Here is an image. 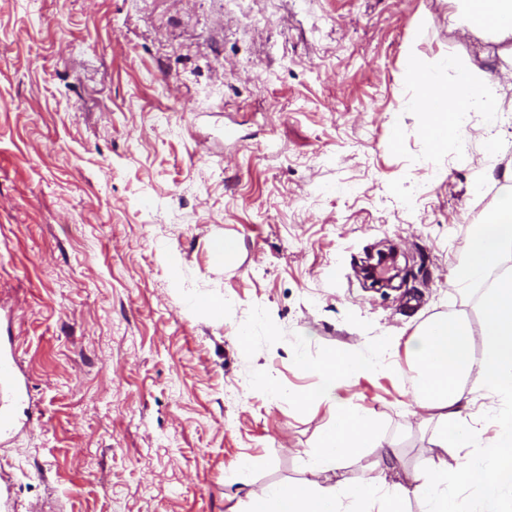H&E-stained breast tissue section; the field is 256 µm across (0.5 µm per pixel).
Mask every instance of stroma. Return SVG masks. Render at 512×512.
<instances>
[{
  "label": "stroma",
  "instance_id": "1",
  "mask_svg": "<svg viewBox=\"0 0 512 512\" xmlns=\"http://www.w3.org/2000/svg\"><path fill=\"white\" fill-rule=\"evenodd\" d=\"M446 55L507 105L496 145L426 138L406 62ZM511 176L512 47L446 0H0V339L35 404L0 512H229L305 481L332 410L303 362L382 343L393 370L336 389L382 445L318 482L456 465L405 343L479 322L452 279ZM383 241L408 274L376 289Z\"/></svg>",
  "mask_w": 512,
  "mask_h": 512
}]
</instances>
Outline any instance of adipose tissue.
<instances>
[{"label":"adipose tissue","instance_id":"1","mask_svg":"<svg viewBox=\"0 0 512 512\" xmlns=\"http://www.w3.org/2000/svg\"><path fill=\"white\" fill-rule=\"evenodd\" d=\"M448 26L464 33H482L497 39L512 38V0H448ZM440 69L453 71V83H442L437 76L409 66L417 82L418 111L426 115L427 134L436 149H443L449 137L460 136L470 112L486 117V134H493L501 106L480 66L444 57ZM512 255V186L503 187L486 213L478 233L464 247V261L454 285L483 289L482 317L471 326L459 316L441 317L429 322L410 343L408 350L413 371L412 387L416 403L431 415L456 417L460 403L476 396L512 400V272L500 266ZM384 356L368 358L350 353L314 364L322 385L317 399L332 404L334 421L325 432L317 452L309 458L311 471L334 469L337 462L359 448H377L381 441L370 410L360 405L337 404V381L352 379L386 369ZM477 373L478 385L465 386L463 380ZM436 445L462 449L455 468L431 464L414 473L411 485L390 484L379 476L341 488L282 482L261 497L250 498L242 512H345V502L375 508L380 500L389 503L388 512H402L408 495L426 504L425 512H500L503 492L512 490V428L502 427L494 437H484L473 426L440 429ZM476 484L482 489L479 504L449 496L452 486Z\"/></svg>","mask_w":512,"mask_h":512}]
</instances>
